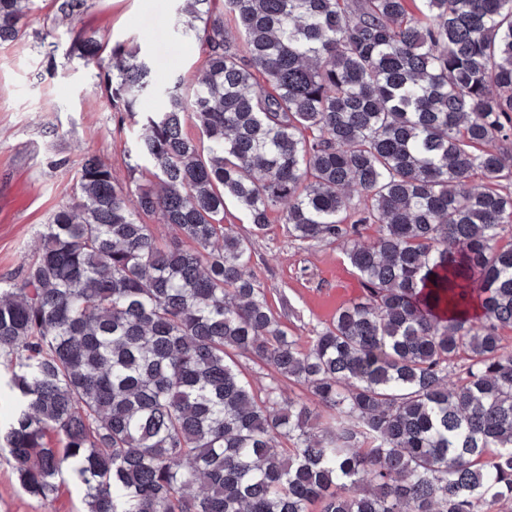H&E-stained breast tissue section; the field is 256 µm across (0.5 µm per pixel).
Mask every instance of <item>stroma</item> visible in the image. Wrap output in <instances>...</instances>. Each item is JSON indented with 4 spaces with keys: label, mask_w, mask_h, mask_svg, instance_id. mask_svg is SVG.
<instances>
[{
    "label": "stroma",
    "mask_w": 512,
    "mask_h": 512,
    "mask_svg": "<svg viewBox=\"0 0 512 512\" xmlns=\"http://www.w3.org/2000/svg\"><path fill=\"white\" fill-rule=\"evenodd\" d=\"M176 6V0H90L72 28L137 42L159 81L188 80L200 66L199 50L176 34ZM52 14L53 0H35L30 37L0 45V282L21 279L40 247L43 224L76 197L86 155L108 162L118 184L130 178L127 151L138 128L108 105L92 69L67 60L69 30L57 31L52 50L36 39ZM224 221L251 236L247 215L234 201H227ZM251 238L249 273L293 335L309 339L315 326L328 321L317 300L333 287L344 288L350 301L361 296L343 243L295 241L276 218ZM83 510L77 482H68L57 500H36L22 492L10 462L0 457V512Z\"/></svg>",
    "instance_id": "stroma-1"
}]
</instances>
